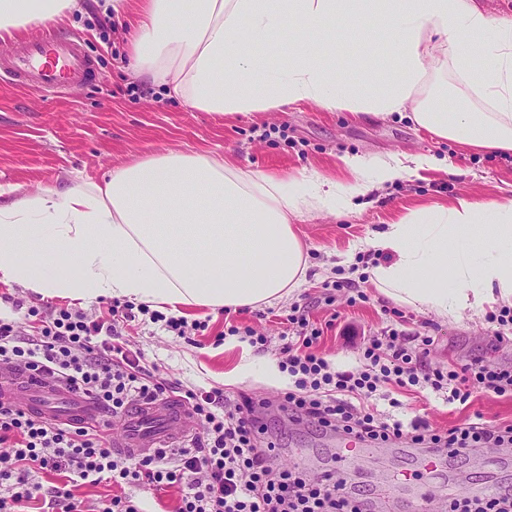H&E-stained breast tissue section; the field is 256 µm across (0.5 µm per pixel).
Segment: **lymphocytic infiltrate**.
Segmentation results:
<instances>
[{"instance_id": "obj_1", "label": "lymphocytic infiltrate", "mask_w": 512, "mask_h": 512, "mask_svg": "<svg viewBox=\"0 0 512 512\" xmlns=\"http://www.w3.org/2000/svg\"><path fill=\"white\" fill-rule=\"evenodd\" d=\"M164 323L175 335L202 331L203 323L149 311L146 305L113 301L109 315L92 318L62 308L38 319L29 330L0 319V366L15 364L43 368L61 375L96 400L112 415L133 403L165 394L170 383L142 349L132 347L124 327L137 315ZM287 321L291 339L283 347L282 364L293 387L278 407L325 431L376 444L410 437L420 448L440 445L449 454L512 445V424L492 426L470 422L436 433L427 422L404 426L382 417L371 399L386 386H428L447 390L449 401H467L473 393H512V367L476 359L462 366L430 367L425 346L412 352L398 335L364 339L363 369L337 372L320 356V330L310 325L309 313L293 307ZM201 428L191 446L159 449L136 459L112 450L105 431H87L70 424H52L0 402V512H18L32 501L48 500L50 512H141L143 502L127 494L130 486L161 491L180 486L176 512H368L352 497L344 481L310 480L299 466L274 463V446L260 447L254 435L253 414L269 401L248 396L232 398L223 389H185ZM56 472L64 485L43 493L40 473ZM107 483L117 492L92 506H82L71 490L78 483Z\"/></svg>"}]
</instances>
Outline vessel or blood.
I'll use <instances>...</instances> for the list:
<instances>
[{
  "mask_svg": "<svg viewBox=\"0 0 512 512\" xmlns=\"http://www.w3.org/2000/svg\"><path fill=\"white\" fill-rule=\"evenodd\" d=\"M0 72L17 86L44 97L96 80L92 58L78 37L55 35L25 43L7 57L0 56ZM0 401L28 410L55 423L83 422L95 428L106 412L65 378L31 374L17 366H0ZM198 431L191 408L171 395L140 402L112 423V446L121 454L139 457L154 449L186 441Z\"/></svg>",
  "mask_w": 512,
  "mask_h": 512,
  "instance_id": "vessel-or-blood-1",
  "label": "vessel or blood"
}]
</instances>
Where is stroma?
<instances>
[{
    "instance_id": "1",
    "label": "stroma",
    "mask_w": 512,
    "mask_h": 512,
    "mask_svg": "<svg viewBox=\"0 0 512 512\" xmlns=\"http://www.w3.org/2000/svg\"><path fill=\"white\" fill-rule=\"evenodd\" d=\"M106 6V0H83L81 9L64 23L27 31L30 39L50 31L78 35L100 77L47 99L0 82V184L26 194L96 181L112 167L168 150L217 152L237 165L287 180L314 170L341 183L350 179L339 161L346 154L372 159L399 151L427 153L440 164L439 169L397 181L380 194L364 196L354 212L342 216L314 213L298 222L312 265L308 284L283 301L234 314L238 327L267 337L265 346L254 347L240 336L228 335L220 308H186L187 320L208 324L204 333L188 339L173 336L159 322L130 323L126 336L134 347L144 350L149 361L161 366L175 391L219 387L233 395L276 401L288 386L268 377L263 365L284 361L286 317L296 306L306 308L311 322L324 328L319 353L339 370L362 365L364 337L392 329L402 336L431 337L427 362L433 367L464 364L474 358L512 364V345L496 344L498 324L489 315L466 312L443 322L379 296L366 273L379 256L365 246L384 224L412 209L460 197L512 200L511 153L476 152L450 141L440 142L396 115L356 117L309 103L236 116L196 111L170 96L166 87L133 76L123 31L136 15L128 13L104 28L99 20L106 15ZM346 27L342 20L335 26L340 80L354 81L367 69L383 77L396 70L397 60L384 43H377L371 55L358 56L345 36ZM447 164L452 165V172H444ZM19 300L24 303L20 309L15 306ZM110 305L107 298L90 303L45 298L23 286L0 282V318L20 324L30 307L46 314L66 306L104 317ZM375 403L378 410L404 423L425 419L439 431L476 411L489 423H512V396L507 395L477 394L462 405L446 403L442 394L429 388H390ZM259 420L258 438L274 443L279 463H300L315 479L331 469L336 446L330 436L289 421L273 406L261 411ZM419 464L413 447L397 441L359 459L351 480L356 493L366 498L383 475L414 471ZM493 483L512 488V450L489 448L449 457L433 477L395 486L394 497L400 512H415L422 497L450 490L476 496Z\"/></svg>"
}]
</instances>
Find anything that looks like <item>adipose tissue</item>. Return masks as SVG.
<instances>
[{"label": "adipose tissue", "instance_id": "adipose-tissue-1", "mask_svg": "<svg viewBox=\"0 0 512 512\" xmlns=\"http://www.w3.org/2000/svg\"><path fill=\"white\" fill-rule=\"evenodd\" d=\"M129 36L134 75L166 86L202 112L246 115L316 103L385 118L408 114L440 141L512 152V18L484 0H139ZM80 0H0V40L61 22ZM387 20L397 75L337 79L317 50L333 24L359 30ZM306 35L273 66L256 51L283 30ZM449 73L476 107L447 112L428 88ZM344 185L315 172L283 180L224 158L169 151L62 190L16 195L0 185V281L48 296L145 303L180 316L185 305L238 308L283 300L308 282L306 246L294 223L342 215L357 197L434 169L427 154L343 157ZM383 262L370 283L401 306L458 318L512 306V201L459 198L409 211L368 242Z\"/></svg>", "mask_w": 512, "mask_h": 512}]
</instances>
